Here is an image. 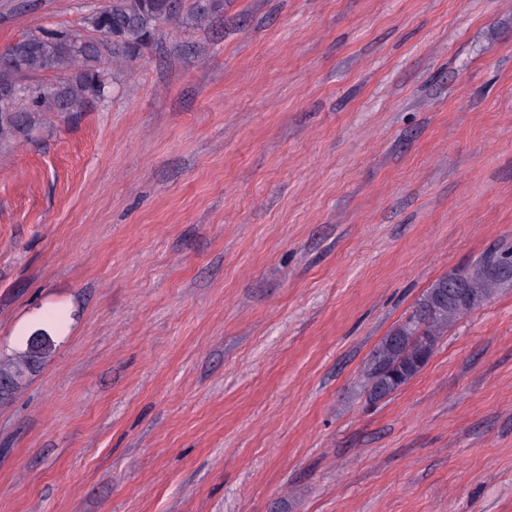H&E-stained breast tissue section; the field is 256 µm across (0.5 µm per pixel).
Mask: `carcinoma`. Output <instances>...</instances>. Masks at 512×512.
I'll return each mask as SVG.
<instances>
[{"label":"carcinoma","mask_w":512,"mask_h":512,"mask_svg":"<svg viewBox=\"0 0 512 512\" xmlns=\"http://www.w3.org/2000/svg\"><path fill=\"white\" fill-rule=\"evenodd\" d=\"M224 12V0H106L86 19L91 35L48 31L21 39L0 52V81L14 86L1 98L0 145L25 133L37 112H85L106 97L108 72L104 51L122 60L138 53L162 24L197 22ZM66 70L69 77L53 87H25L26 76ZM512 288V251L437 279L416 301L411 313L395 325L369 354L364 365L366 400L375 403L406 385L430 359L437 340L466 311ZM52 337L43 332L27 339L21 367L0 371V392L16 384L22 370L40 366L51 353Z\"/></svg>","instance_id":"cac0c4a2"}]
</instances>
